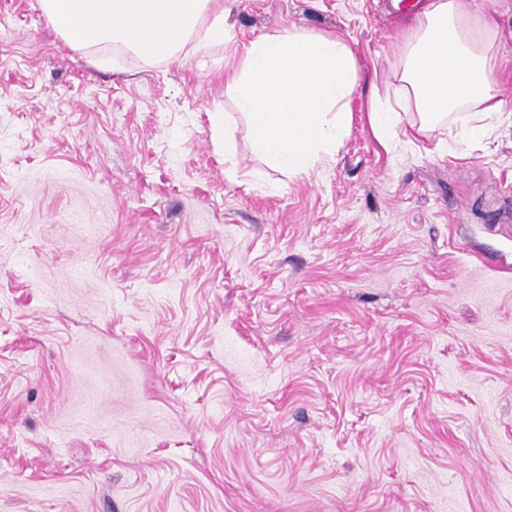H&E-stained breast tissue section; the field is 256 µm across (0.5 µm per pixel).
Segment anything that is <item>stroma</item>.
Wrapping results in <instances>:
<instances>
[{
    "mask_svg": "<svg viewBox=\"0 0 512 512\" xmlns=\"http://www.w3.org/2000/svg\"><path fill=\"white\" fill-rule=\"evenodd\" d=\"M224 4L147 61L0 0V512H512V126L377 139L393 0ZM288 29L358 68L301 174L224 92Z\"/></svg>",
    "mask_w": 512,
    "mask_h": 512,
    "instance_id": "stroma-1",
    "label": "stroma"
}]
</instances>
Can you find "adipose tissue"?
Returning <instances> with one entry per match:
<instances>
[{
  "instance_id": "obj_1",
  "label": "adipose tissue",
  "mask_w": 512,
  "mask_h": 512,
  "mask_svg": "<svg viewBox=\"0 0 512 512\" xmlns=\"http://www.w3.org/2000/svg\"><path fill=\"white\" fill-rule=\"evenodd\" d=\"M49 24L80 46L121 45L146 59L176 56L197 31L227 37L224 0H40ZM394 70V98L373 102L369 121L391 138L401 112L419 130L447 125L468 142L484 140L504 118L491 53L502 36L490 14L462 0H417ZM357 64L334 34L285 30L246 45L224 79L246 115L254 151L274 168L299 174L339 150Z\"/></svg>"
}]
</instances>
